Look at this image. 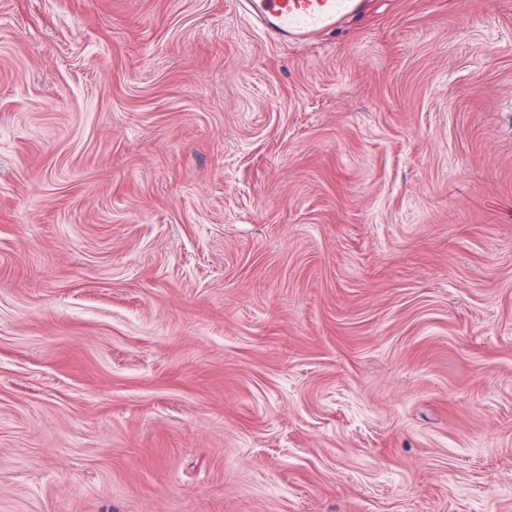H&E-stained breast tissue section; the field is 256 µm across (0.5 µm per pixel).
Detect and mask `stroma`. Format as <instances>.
Segmentation results:
<instances>
[{
  "label": "stroma",
  "instance_id": "stroma-1",
  "mask_svg": "<svg viewBox=\"0 0 512 512\" xmlns=\"http://www.w3.org/2000/svg\"><path fill=\"white\" fill-rule=\"evenodd\" d=\"M0 512H512V0H0ZM243 11L269 34L302 43L335 29L361 11L365 0H238Z\"/></svg>",
  "mask_w": 512,
  "mask_h": 512
}]
</instances>
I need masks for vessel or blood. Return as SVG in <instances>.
Returning <instances> with one entry per match:
<instances>
[{"mask_svg":"<svg viewBox=\"0 0 512 512\" xmlns=\"http://www.w3.org/2000/svg\"><path fill=\"white\" fill-rule=\"evenodd\" d=\"M243 11L269 34L302 43L335 29L361 11L365 0H239Z\"/></svg>","mask_w":512,"mask_h":512,"instance_id":"1","label":"vessel or blood"}]
</instances>
